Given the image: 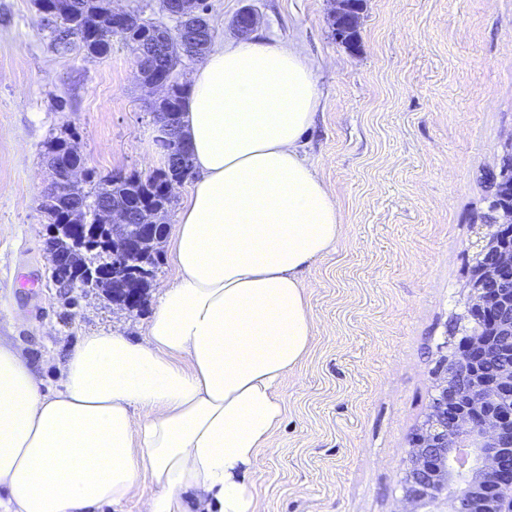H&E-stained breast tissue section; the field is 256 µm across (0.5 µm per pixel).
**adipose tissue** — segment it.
<instances>
[{
	"label": "adipose tissue",
	"instance_id": "obj_1",
	"mask_svg": "<svg viewBox=\"0 0 512 512\" xmlns=\"http://www.w3.org/2000/svg\"><path fill=\"white\" fill-rule=\"evenodd\" d=\"M319 105L304 52L213 49L183 117L197 179L169 240L176 282L142 338L81 336L54 392L0 338V512H259L250 475L282 422L280 386L315 332L303 271L341 235L300 156Z\"/></svg>",
	"mask_w": 512,
	"mask_h": 512
}]
</instances>
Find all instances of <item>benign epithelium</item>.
I'll return each mask as SVG.
<instances>
[{"instance_id": "obj_1", "label": "benign epithelium", "mask_w": 512, "mask_h": 512, "mask_svg": "<svg viewBox=\"0 0 512 512\" xmlns=\"http://www.w3.org/2000/svg\"><path fill=\"white\" fill-rule=\"evenodd\" d=\"M332 19L340 21L359 7L356 0H333ZM50 180L46 201L64 203L69 223L52 225L51 237L71 242L72 251L52 244L54 268L73 266L81 242L100 233L109 246L130 257L115 269L97 268L100 279L121 286V302L134 312L143 301L141 283L153 275L170 208L140 205L134 210L109 203L114 173L98 188V221L81 223L86 205L79 183L88 179L83 163L67 157L47 160ZM492 175L500 177L503 203L497 220L480 228L476 247L482 266L470 281L468 316L475 321L463 337L464 347L441 367L431 410L406 457L402 481L407 512H512V139ZM147 216L145 224L136 215Z\"/></svg>"}]
</instances>
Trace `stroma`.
I'll list each match as a JSON object with an SVG mask.
<instances>
[{"label": "stroma", "instance_id": "35a3bbf8", "mask_svg": "<svg viewBox=\"0 0 512 512\" xmlns=\"http://www.w3.org/2000/svg\"><path fill=\"white\" fill-rule=\"evenodd\" d=\"M214 45L254 32L303 47L322 94L301 152L342 235L304 272L315 338L281 386L286 415L252 475L261 512H398L404 460L440 366L462 346L484 177L512 137V0H365L354 45L331 0H208ZM130 49L57 53L37 0H0V336L46 389L80 336L142 335L175 277L161 248L134 316L60 287L39 202L45 141L71 138L98 175L146 174L164 154Z\"/></svg>", "mask_w": 512, "mask_h": 512}]
</instances>
